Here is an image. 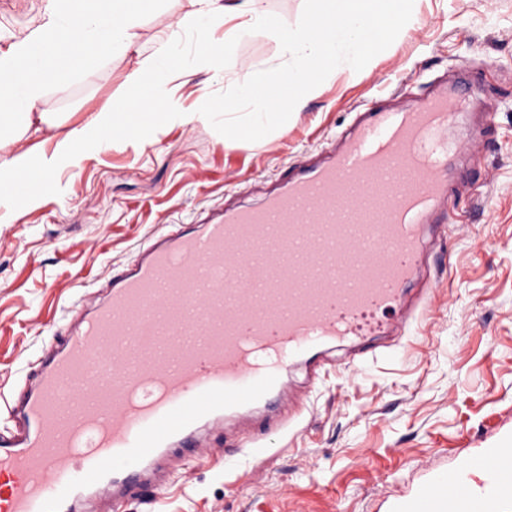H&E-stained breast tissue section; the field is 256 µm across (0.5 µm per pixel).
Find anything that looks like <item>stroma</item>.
Here are the masks:
<instances>
[{"label":"stroma","mask_w":512,"mask_h":512,"mask_svg":"<svg viewBox=\"0 0 512 512\" xmlns=\"http://www.w3.org/2000/svg\"><path fill=\"white\" fill-rule=\"evenodd\" d=\"M46 4L0 0V53L44 22ZM190 9L189 0H162L129 50L61 76L40 106L52 125L0 137V159L51 156L68 131L111 109L160 32L183 34ZM283 61L278 42L239 39L231 72L197 65L171 81L189 120L139 145L102 143L60 166V195L0 209V393L15 390L83 289L103 284L150 235L226 205H260L275 176L319 150L374 94L407 107L464 83L473 97L452 131L456 222L428 250L432 305L388 353L360 361L336 348L315 378L289 365V394L275 413L204 428L211 454L169 451L153 503L98 497L84 512H388L393 495L426 474L512 438V0H414L406 33L364 74L333 70L281 135L231 140L196 119L212 93ZM255 438L267 454L242 455Z\"/></svg>","instance_id":"1"}]
</instances>
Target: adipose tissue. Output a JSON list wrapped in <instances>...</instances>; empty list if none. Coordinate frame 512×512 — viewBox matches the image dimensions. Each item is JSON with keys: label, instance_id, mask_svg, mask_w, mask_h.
Returning <instances> with one entry per match:
<instances>
[{"label": "adipose tissue", "instance_id": "1", "mask_svg": "<svg viewBox=\"0 0 512 512\" xmlns=\"http://www.w3.org/2000/svg\"><path fill=\"white\" fill-rule=\"evenodd\" d=\"M154 0H48L47 18L0 55V133L26 134L46 90L89 58L129 49Z\"/></svg>", "mask_w": 512, "mask_h": 512}]
</instances>
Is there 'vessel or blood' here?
Returning a JSON list of instances; mask_svg holds the SVG:
<instances>
[{"mask_svg":"<svg viewBox=\"0 0 512 512\" xmlns=\"http://www.w3.org/2000/svg\"><path fill=\"white\" fill-rule=\"evenodd\" d=\"M466 95L410 109L372 98L257 207L227 206L150 236L79 297L17 386L0 434V512H76L79 490L136 495L144 469L199 426L285 389L288 363L413 332L406 305L448 198L446 138ZM91 376L88 396L67 393ZM512 441L394 495L389 512H506Z\"/></svg>","mask_w":512,"mask_h":512,"instance_id":"1","label":"vessel or blood"}]
</instances>
